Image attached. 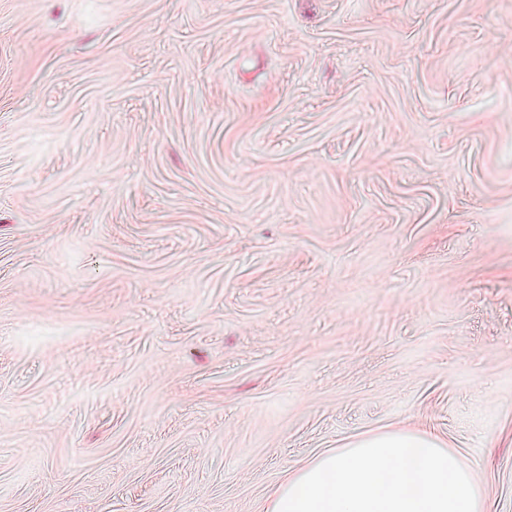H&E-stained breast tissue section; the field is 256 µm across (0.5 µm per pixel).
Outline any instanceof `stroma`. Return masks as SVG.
<instances>
[{
    "label": "stroma",
    "mask_w": 512,
    "mask_h": 512,
    "mask_svg": "<svg viewBox=\"0 0 512 512\" xmlns=\"http://www.w3.org/2000/svg\"><path fill=\"white\" fill-rule=\"evenodd\" d=\"M394 431L512 512V0H0V512Z\"/></svg>",
    "instance_id": "1"
}]
</instances>
